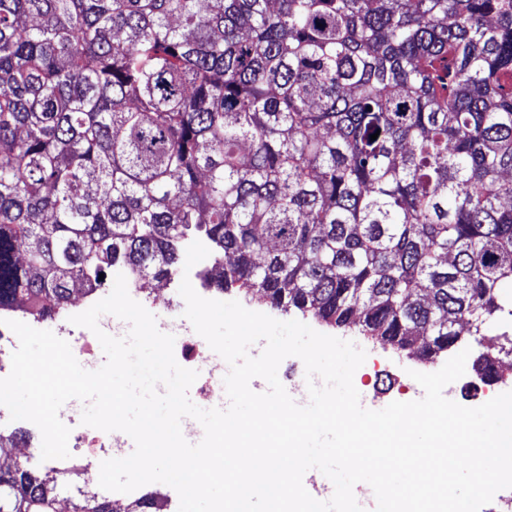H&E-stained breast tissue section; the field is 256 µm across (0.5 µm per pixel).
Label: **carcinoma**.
<instances>
[{"mask_svg": "<svg viewBox=\"0 0 512 512\" xmlns=\"http://www.w3.org/2000/svg\"><path fill=\"white\" fill-rule=\"evenodd\" d=\"M378 134L372 141L370 136ZM431 361L512 316V0H0V311L180 244ZM512 360V333L475 361ZM0 469V512H56Z\"/></svg>", "mask_w": 512, "mask_h": 512, "instance_id": "1", "label": "carcinoma"}]
</instances>
